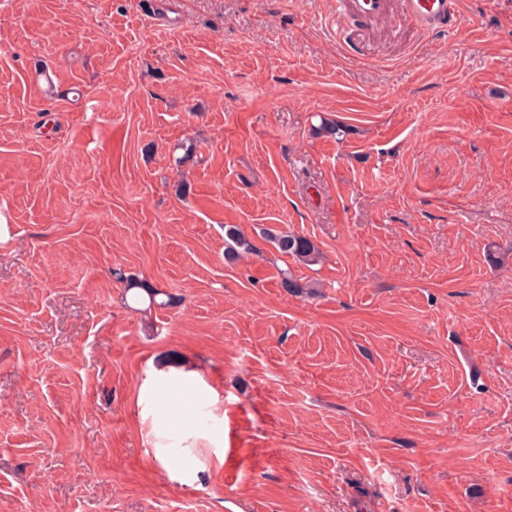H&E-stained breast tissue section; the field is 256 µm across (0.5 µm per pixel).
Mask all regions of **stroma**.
Instances as JSON below:
<instances>
[{
    "mask_svg": "<svg viewBox=\"0 0 512 512\" xmlns=\"http://www.w3.org/2000/svg\"><path fill=\"white\" fill-rule=\"evenodd\" d=\"M461 12L348 52L332 0H0V512H512V0ZM151 364L218 395L193 484ZM224 240L227 245L226 255L231 260L238 259L244 254H251L256 250L253 242L235 224L225 225ZM263 238L281 254L291 256L306 265L316 262L319 256V251L311 239L286 233L276 225L263 228ZM173 386L177 389H173ZM172 392H190L210 403H215L218 395L194 370L166 371L151 364L141 379L137 406L142 423L149 429L148 440L154 457L168 471L171 479L192 484L207 466L197 460L194 470L183 469L173 462L170 456L172 448H183L187 454H191V448H209L220 462L224 459V433L220 430L198 432L183 413L167 410L173 401Z\"/></svg>",
    "mask_w": 512,
    "mask_h": 512,
    "instance_id": "stroma-1",
    "label": "stroma"
}]
</instances>
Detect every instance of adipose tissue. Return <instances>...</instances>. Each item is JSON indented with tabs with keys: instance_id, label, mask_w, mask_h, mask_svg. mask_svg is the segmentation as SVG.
<instances>
[{
	"instance_id": "obj_1",
	"label": "adipose tissue",
	"mask_w": 512,
	"mask_h": 512,
	"mask_svg": "<svg viewBox=\"0 0 512 512\" xmlns=\"http://www.w3.org/2000/svg\"><path fill=\"white\" fill-rule=\"evenodd\" d=\"M192 393L208 402H216L217 394L193 370H164L149 367L145 370L139 387L137 405L142 423L148 430V440L159 464L171 479L184 484L198 480L205 471L204 462H197L194 470L183 469L173 462L171 451L175 448L191 450L209 449L216 460L224 458V434L219 430L198 432L189 419L180 412L169 411L173 392Z\"/></svg>"
}]
</instances>
